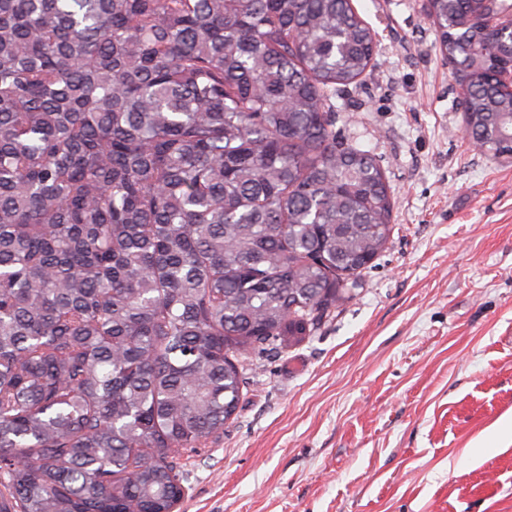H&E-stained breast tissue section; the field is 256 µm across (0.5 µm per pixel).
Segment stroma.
<instances>
[{
    "instance_id": "35a3bbf8",
    "label": "stroma",
    "mask_w": 512,
    "mask_h": 512,
    "mask_svg": "<svg viewBox=\"0 0 512 512\" xmlns=\"http://www.w3.org/2000/svg\"><path fill=\"white\" fill-rule=\"evenodd\" d=\"M377 36L336 133L394 193L386 249L309 340L255 357L181 512H512V157L463 133L426 0Z\"/></svg>"
}]
</instances>
